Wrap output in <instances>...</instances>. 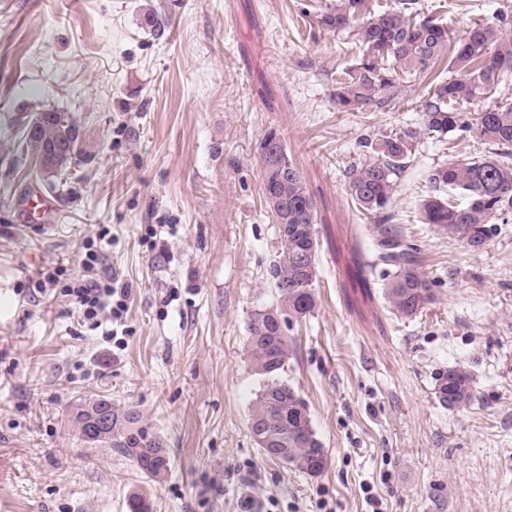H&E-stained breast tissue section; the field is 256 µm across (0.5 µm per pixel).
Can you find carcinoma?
<instances>
[{
  "mask_svg": "<svg viewBox=\"0 0 512 512\" xmlns=\"http://www.w3.org/2000/svg\"><path fill=\"white\" fill-rule=\"evenodd\" d=\"M420 0H335L315 15L324 30L345 32L358 57L338 71L332 99L337 109L356 112L365 107L392 105L408 79H429L431 87L420 100L421 121L393 135L365 141L372 157L346 170L348 192L357 209L380 222L392 218L399 184L411 166L418 145L426 138L473 134L497 147L495 159H458L434 167L427 180L432 193L419 204L421 222L456 240L471 251L483 249L491 239L496 220L512 215V102L489 105L479 112H463L459 106L492 96L494 83L512 77V15L503 11L499 25L474 23L461 38H452L448 27L421 16ZM79 131L64 113L47 109L36 114L25 128L27 149L44 172L65 165L77 149ZM54 143L66 153L47 164L46 148ZM262 193L273 223L288 225V234L277 235L275 260L268 276L275 289L276 307L288 306V323L315 308L317 278L316 205L308 184L289 158L278 134L270 130L259 145ZM379 260L391 270L384 273V296L399 314L409 317L436 299L437 280L422 270L417 248L403 235L380 228ZM310 254V262L301 256ZM267 309L251 313L247 321V353L251 370L262 384L250 407L249 420L261 418L288 443L289 457L278 462L317 475L327 463L321 441L311 426L308 405L281 375L287 369L291 345L262 336L261 320ZM438 398L450 408H463L476 398L472 376L462 365L439 375ZM102 411L108 424L104 434H90V413ZM69 422L78 437L92 448L101 445L132 458L153 481L165 478L170 454L159 433L134 407H119L109 399L72 404ZM129 512H152L147 495L134 492Z\"/></svg>",
  "mask_w": 512,
  "mask_h": 512,
  "instance_id": "cac0c4a2",
  "label": "carcinoma"
}]
</instances>
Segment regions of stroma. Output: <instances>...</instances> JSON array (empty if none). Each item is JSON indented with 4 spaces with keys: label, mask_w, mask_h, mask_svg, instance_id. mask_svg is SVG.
<instances>
[{
    "label": "stroma",
    "mask_w": 512,
    "mask_h": 512,
    "mask_svg": "<svg viewBox=\"0 0 512 512\" xmlns=\"http://www.w3.org/2000/svg\"><path fill=\"white\" fill-rule=\"evenodd\" d=\"M508 1L421 0L455 37ZM328 2L0 0V512H128L141 489L153 512H371V493L383 512H512V217L471 251L418 216L429 170L493 150L469 134L419 145L393 222L440 286L418 315L397 314L376 221L345 173L369 158L364 140L419 122L428 86L409 82L383 111L337 110L353 53L312 19ZM45 109L80 129L79 154L51 176L22 142ZM271 130L316 201V306L288 332L283 375L327 457L315 476L266 457L249 429L261 380L247 320L276 300L259 162ZM34 192L52 209L30 211ZM102 229L106 265L133 292L115 354L37 282ZM458 363L477 398L451 410L437 378ZM100 397L160 433L165 480L81 442L69 408Z\"/></svg>",
    "instance_id": "stroma-1"
}]
</instances>
